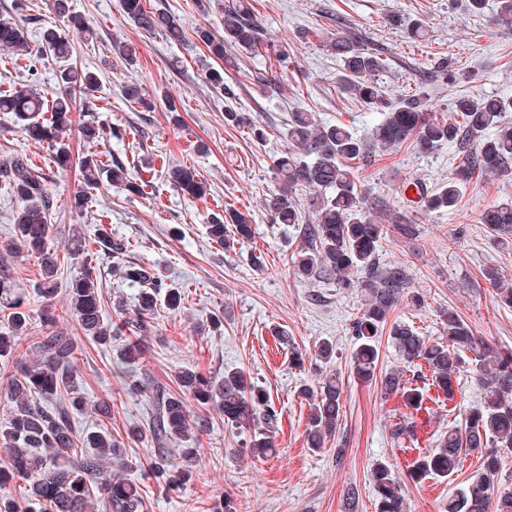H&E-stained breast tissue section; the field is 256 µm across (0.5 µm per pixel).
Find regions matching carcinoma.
Returning a JSON list of instances; mask_svg holds the SVG:
<instances>
[{
	"label": "carcinoma",
	"instance_id": "cac0c4a2",
	"mask_svg": "<svg viewBox=\"0 0 512 512\" xmlns=\"http://www.w3.org/2000/svg\"><path fill=\"white\" fill-rule=\"evenodd\" d=\"M125 16L138 28L162 33L168 40L179 42L183 31L179 19L170 12L150 11L145 0H120ZM492 23L512 28V0H497ZM199 38L217 59H224L225 47H235L250 55H264L269 48L253 13L250 0H231L224 6V36L208 30ZM0 46L51 56L59 64L60 89L48 100L30 86L12 93L0 94V112L14 113L22 122V130L31 139L48 142L55 159L70 167L72 153L62 132L77 97L95 91L99 78L82 73L69 63L72 44L68 36L54 28L43 31L41 42L28 41L27 29L21 21H0ZM331 54L342 63L340 88L354 99L383 115L373 128V140L388 150L408 141L418 151L431 153L443 143L460 144L475 139V149L466 152L458 167V178L435 191L420 193L421 208L426 212L455 209L460 199V181L477 172H512V99L497 96L461 95L453 104V117L440 119L422 108L421 100L409 98L392 105L383 97L380 75L387 69V59L374 49L359 47L356 37L342 34L329 43ZM211 83L222 87L224 98L234 99L238 85L227 81L219 71L210 74ZM224 122L248 125L258 142L267 138L266 129L255 124L246 114L232 109L224 111ZM288 150L274 160L277 172L291 188L321 187L331 194L315 202L316 223L305 232L315 245L298 251L292 259L302 276L325 274L340 288L355 287L354 277L374 289L372 299L353 319L352 332L358 345L353 352V367L364 381L374 379L379 357L377 342L387 317L402 292L403 282L397 271L379 273L378 253L388 234L387 225L369 218L364 211L365 194L356 180L351 162L367 154L364 141L347 127L323 125L312 113L298 109L289 113L282 132ZM79 170L88 189L98 186L101 178L114 185L128 184L126 169L106 165L92 155L79 161ZM0 177L17 197L21 207L15 219V238L1 250L11 253L31 251L42 260L40 296L46 300L57 291L58 261L52 241V225L48 224L52 201L35 165L24 157H15L0 169ZM174 187L196 199L207 195V186L187 167L169 173ZM265 208L275 224H301L302 215L296 199L289 193H272ZM478 222L485 225L499 241L512 239V201L494 203L483 209ZM253 230L246 216L236 212L229 223L218 219L209 225V235L220 244L228 240L245 243ZM124 278L139 285L140 292L134 316L112 326L104 323L97 291L95 267L84 262L80 275L71 282L70 304L79 325L100 345L132 334L123 346L118 371L126 374V393L137 397L145 392V378L133 374L132 365L141 359L139 334L153 314L160 294L172 306L181 303V293L165 288L163 282L142 266H127ZM484 278L496 288L500 301L512 306V287H502V280L492 269ZM12 269L0 265V310L8 311V326L0 330V357L18 350L28 339L29 314L23 311L25 297L7 287ZM447 326L444 339H428L406 324H395L390 330L392 345L400 358V366L385 374L381 387L398 394L404 405L417 412L426 411L428 389L417 379L429 374L437 393L452 400L455 383L464 371L463 354L473 356L472 364L481 373L480 405L466 414L461 429H451L432 448L418 450L411 465V479L427 476L448 477L459 467L461 453L480 455L481 468L465 481L464 486L448 500V512H512V490L496 486L501 469L498 448L512 447V352H499L473 334L465 320L453 310L443 314ZM39 359L20 363L0 383L10 403L11 414L0 426V452L6 459L0 466V512H18L11 488L20 485L42 508V512H143L144 498L139 484L125 477L129 464L118 441L104 431H87L77 436L71 424L73 411L92 412L100 417L110 413L104 401L93 402L81 391L74 369L80 352L71 336L55 332L33 343ZM175 383L204 409L190 419L184 403L164 385L152 391L148 419L130 429L133 441L148 438L154 455L142 465L144 477L155 482L163 493L176 492L189 483L194 474L197 449L189 445L195 433L207 428L206 412L224 415V422L245 429L259 428L244 440L242 451L264 458L274 449L269 428L276 422V410L265 391L241 371H226L220 379H210L195 371L175 375ZM68 395V407H50L48 403L60 394ZM310 399L308 444L319 449L336 429L340 420L341 384L334 375L316 388H303ZM47 405H41V402ZM417 421L407 417L394 429V435L410 446L418 442ZM376 500L375 512H404L401 485L391 468L380 462L372 473Z\"/></svg>",
	"mask_w": 512,
	"mask_h": 512
}]
</instances>
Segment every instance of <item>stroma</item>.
<instances>
[{
	"instance_id": "stroma-1",
	"label": "stroma",
	"mask_w": 512,
	"mask_h": 512,
	"mask_svg": "<svg viewBox=\"0 0 512 512\" xmlns=\"http://www.w3.org/2000/svg\"><path fill=\"white\" fill-rule=\"evenodd\" d=\"M71 2L73 12L94 31L91 40L75 39L72 62L95 72L101 87L78 100L65 140L77 158L98 148L85 141L84 120L104 131L120 130L121 139H109L105 146L113 161L127 168L129 181L147 184L140 194L100 183L89 191L84 208L75 210L71 202L82 188L78 170L57 169L47 145L25 139L14 115L0 113V164L27 157L39 167L54 200L50 222L59 271L53 325L39 316V256L0 252V264L11 266L14 287L29 301V337L53 330L76 339L81 349L76 370L84 392L111 407L103 418L73 413L75 430L101 429L123 442L132 464L127 475L144 489V512H214L227 497L237 512H374V464L386 463L398 475L406 469V455L392 435L406 408L398 395L358 381L351 369L356 341L350 325L370 300V289L346 290L326 277L295 273L290 257L305 241L298 228L270 223L263 205L282 187L273 160L287 147L282 132L289 113L300 108L371 139L380 116L341 91L340 66L327 48L336 34H357L362 47L387 53L389 68L380 77L386 99L418 93L429 111L446 117L460 94L512 97V29L490 25L487 14L471 12L467 0H251L265 38L287 43L288 53L277 59L236 52L240 86L237 99L228 101L208 79L210 69L223 63L196 37L201 27L223 35L228 0H146L149 9L179 18L184 30L179 43L137 28L119 0ZM21 15L33 39L42 29L68 26L52 10L51 0H0V18ZM416 19L425 33L418 40L411 34ZM117 41L134 46L133 65L116 58ZM440 58L450 64V80L432 73L433 61ZM57 71L49 56L28 63L0 48V90L32 85L51 98L58 90ZM261 77L277 82L279 91L258 94L255 83ZM132 84L140 86L141 102L123 98V88ZM229 106L264 125L266 143H256L249 127L225 124ZM460 160L452 145L422 154L407 143L388 151L372 148L367 161L355 166L368 200L383 199L386 215L401 214L420 226L417 237L392 229L382 242L381 270L401 271L407 282L388 321L434 338L443 335L442 313L451 307L474 335L494 349L512 350V307L500 302L482 276L492 267L512 284V244L494 242L477 221L486 206L512 199V175L475 174L449 213L425 214L415 203V186L436 189L454 177ZM176 165L194 169L205 181V198L174 188L167 171ZM231 210L249 217L254 236L227 250L211 240L208 226ZM76 228L84 233V254L98 269L105 323L119 322L137 302V286L120 274L125 266L152 269L182 293L179 308L158 302L146 328L139 372L149 383L169 386L187 368L217 378L228 369L242 370L266 390L277 411L275 454L263 459L235 455L243 439L240 430L213 413L208 429L197 437V473L181 492L164 495L143 478L141 465L153 445L128 439L127 432L146 415L151 399L126 395L114 370L119 345L103 346L86 337L70 308L68 290L81 265L69 252ZM110 241L123 243V253L111 254ZM415 295L422 300L417 308L411 303ZM217 315L223 318L218 329L211 324ZM322 339L336 347L327 364L314 356ZM334 373L342 381L340 421L323 448L314 451L307 445L310 407L302 388ZM480 396L477 372L466 370L452 401L431 404L420 447H431L439 434L459 425ZM479 466V458L469 454L449 477L405 482L407 512H444L449 496Z\"/></svg>"
}]
</instances>
